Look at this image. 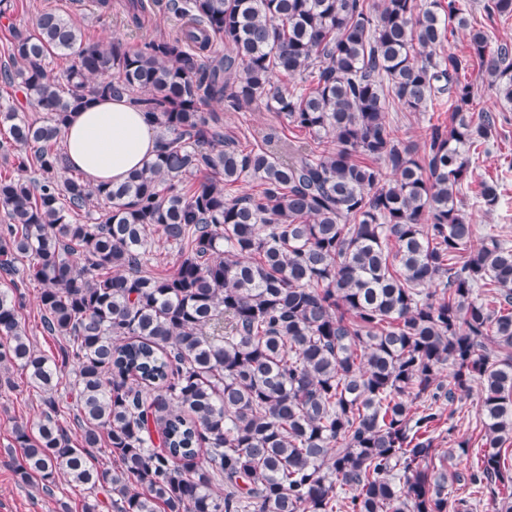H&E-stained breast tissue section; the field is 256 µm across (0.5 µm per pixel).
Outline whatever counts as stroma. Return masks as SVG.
<instances>
[{
	"label": "stroma",
	"mask_w": 512,
	"mask_h": 512,
	"mask_svg": "<svg viewBox=\"0 0 512 512\" xmlns=\"http://www.w3.org/2000/svg\"><path fill=\"white\" fill-rule=\"evenodd\" d=\"M53 10L69 18L84 34L94 40L109 41L123 39L136 44L142 39L159 34L176 33L180 22L171 14H158L146 21L142 28L128 24L120 7L101 11L94 7L92 0H16L12 20H0V62L4 61L9 47V26L21 31H30L40 12ZM468 78L474 85V110H489L499 115L503 132L491 146L488 154L480 156L474 169L475 178L496 176L504 155H512V103L497 99L493 90L483 83L477 69H470ZM202 111L218 113L227 136L243 139L247 135H265L281 132L284 120L277 113L269 111L263 103L257 102L239 112L225 111L222 104L207 101ZM392 122L401 128L404 138L415 148H422L427 129L433 123H447L448 108L440 105L428 112L390 111ZM504 199L494 210H487L472 197H464L461 211L473 224L476 237L486 233L499 234L501 239L512 244V174L504 180ZM19 290L25 297L20 311V323L25 327L35 349L42 353L55 352L57 341L43 334L39 323L40 309L35 284L25 282ZM440 413L451 414L450 425L440 426L434 446L438 453H445L456 447L459 441H467L468 453L456 461L457 471H465L475 462L480 450L481 422L476 396L455 400L453 404H441ZM41 414L39 392L31 387L18 372H0V512H85L87 503L94 497L88 491L59 481L53 493L41 489L39 479L21 482L14 470V459L19 448L14 445L13 430L16 424L36 425Z\"/></svg>",
	"instance_id": "1"
}]
</instances>
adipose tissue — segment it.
Segmentation results:
<instances>
[{"label":"adipose tissue","mask_w":512,"mask_h":512,"mask_svg":"<svg viewBox=\"0 0 512 512\" xmlns=\"http://www.w3.org/2000/svg\"><path fill=\"white\" fill-rule=\"evenodd\" d=\"M63 139L68 166L95 185L122 183L157 150V136L144 113L117 98H98L71 113Z\"/></svg>","instance_id":"ef3b65f1"}]
</instances>
